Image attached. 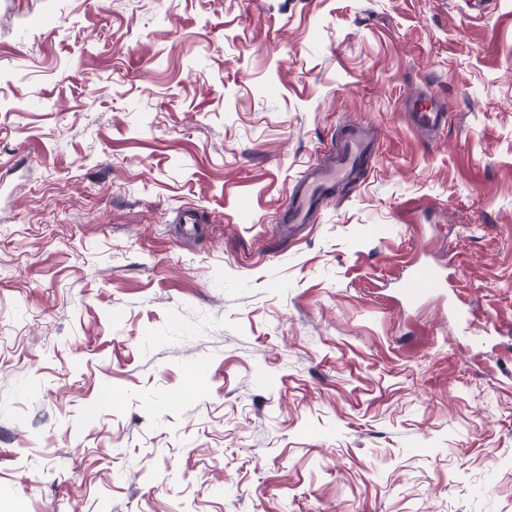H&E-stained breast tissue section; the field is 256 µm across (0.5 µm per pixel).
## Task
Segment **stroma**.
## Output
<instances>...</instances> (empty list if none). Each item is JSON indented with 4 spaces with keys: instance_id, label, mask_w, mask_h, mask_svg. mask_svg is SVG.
Returning a JSON list of instances; mask_svg holds the SVG:
<instances>
[{
    "instance_id": "1",
    "label": "stroma",
    "mask_w": 512,
    "mask_h": 512,
    "mask_svg": "<svg viewBox=\"0 0 512 512\" xmlns=\"http://www.w3.org/2000/svg\"><path fill=\"white\" fill-rule=\"evenodd\" d=\"M0 512H512V0H0ZM405 110L411 118L413 127L429 136L448 122L445 103L428 91L405 101ZM370 148V140L359 129L349 126L339 135L336 148L322 150L319 160L299 176L280 224H287L288 230L311 224L323 202L333 195L336 185L352 178ZM447 284L446 267L436 263L417 262L400 284L401 300L407 305L418 304L428 295L447 288Z\"/></svg>"
}]
</instances>
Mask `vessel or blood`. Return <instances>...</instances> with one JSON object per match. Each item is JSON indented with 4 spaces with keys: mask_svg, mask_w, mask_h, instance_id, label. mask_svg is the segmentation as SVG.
Wrapping results in <instances>:
<instances>
[{
    "mask_svg": "<svg viewBox=\"0 0 512 512\" xmlns=\"http://www.w3.org/2000/svg\"><path fill=\"white\" fill-rule=\"evenodd\" d=\"M405 110L415 129L435 134L448 121L446 106L431 92H422L405 103ZM371 148L370 140L356 127L339 135L335 148L323 151L297 179L284 208L281 221L289 228L311 223L323 202L331 197L337 184L349 181ZM448 277L444 266L415 263L400 284L403 303L414 305L428 295L446 288Z\"/></svg>",
    "mask_w": 512,
    "mask_h": 512,
    "instance_id": "b4317fda",
    "label": "vessel or blood"
}]
</instances>
